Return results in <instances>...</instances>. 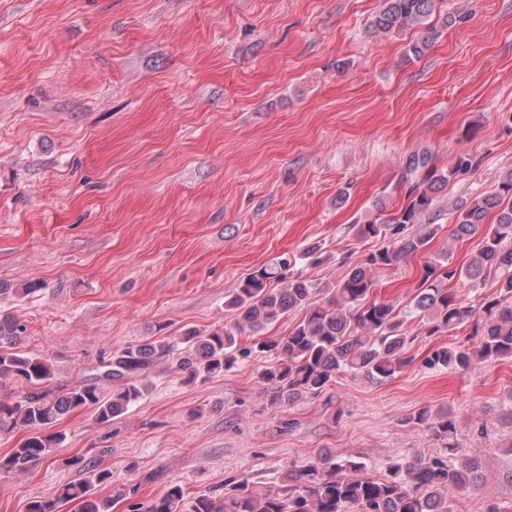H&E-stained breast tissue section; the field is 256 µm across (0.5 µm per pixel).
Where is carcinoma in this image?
<instances>
[{"instance_id":"obj_1","label":"carcinoma","mask_w":512,"mask_h":512,"mask_svg":"<svg viewBox=\"0 0 512 512\" xmlns=\"http://www.w3.org/2000/svg\"><path fill=\"white\" fill-rule=\"evenodd\" d=\"M435 0H382L369 22L375 35H390L427 23ZM470 156L461 154L446 170L430 165L428 155L413 153L405 164L408 181L406 205L386 214L379 211L356 226L358 238L380 242L364 263L336 282V299L322 302L320 289L295 278L279 288V270L287 260L272 262L238 283L227 296L232 313L223 326L179 336H149L141 343L113 351L100 379L112 384V394L102 396L99 384L85 383L54 394L47 359L20 350L0 348V378L25 382L29 391L16 402L0 401V432L24 429L28 436L0 455V473L21 471L47 458L63 436L50 433L65 415L92 408L95 420L111 424L127 414L150 390L152 370L170 359L184 381L208 380L230 370L239 359L255 353L271 359L260 378L268 404L286 409L302 398L327 393L340 372L383 382L396 377L412 358L415 337L406 328L407 316L389 301L373 298V270L427 249L437 228L420 226L437 193L460 174L472 171ZM496 222L484 227L491 211ZM454 234L462 238L483 231L477 255L464 269L449 266L448 258L427 262L413 298L425 335L432 337L470 327L469 342L435 350L427 364L463 374L487 364L512 359V171L490 192L456 207ZM492 276L499 295L486 297L479 308L463 303L450 283L463 278ZM291 310L303 317L282 336L260 332ZM25 328L13 317L0 319V341H13ZM412 420L433 431L441 442L436 455H412L390 462L378 476L366 464L352 459L318 457L293 465L274 490L262 492L246 478L224 481V497H191L183 484L174 482L151 500L147 512H453L457 498L479 487L481 462L467 453L455 438V424L446 411L422 410ZM70 466L85 474L63 486L53 500H32L27 512H58L57 504L75 502L78 512H107L96 489L112 484V471L96 470L84 456L69 458Z\"/></svg>"}]
</instances>
